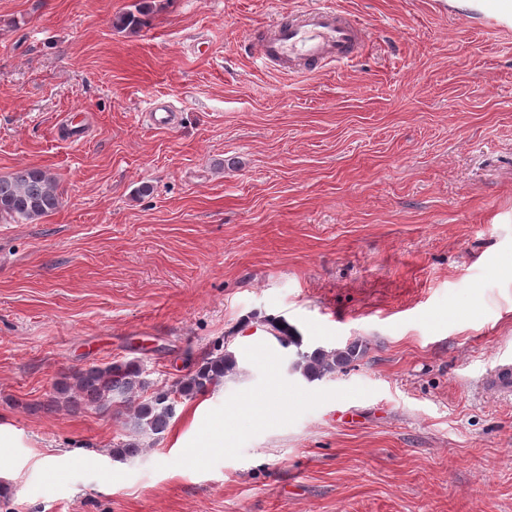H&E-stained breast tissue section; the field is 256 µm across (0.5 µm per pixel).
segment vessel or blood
Listing matches in <instances>:
<instances>
[{"label":"vessel or blood","instance_id":"1","mask_svg":"<svg viewBox=\"0 0 512 512\" xmlns=\"http://www.w3.org/2000/svg\"><path fill=\"white\" fill-rule=\"evenodd\" d=\"M364 26L344 11L324 5L297 10L293 19L272 25L256 47L261 65L286 73H316L329 61H348L361 46ZM488 387L512 396V358L503 360L487 379Z\"/></svg>","mask_w":512,"mask_h":512}]
</instances>
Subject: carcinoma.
Returning <instances> with one entry per match:
<instances>
[{
    "label": "carcinoma",
    "instance_id": "carcinoma-1",
    "mask_svg": "<svg viewBox=\"0 0 512 512\" xmlns=\"http://www.w3.org/2000/svg\"><path fill=\"white\" fill-rule=\"evenodd\" d=\"M61 196L51 174L38 167H23L12 174L0 176V217L14 222H32L56 211ZM269 333L285 348H294L288 370L308 382L319 381L344 371L367 351V344L359 339L341 347L310 348L304 346L303 336L282 319L267 321ZM237 367L234 353L215 349L208 353L195 369L176 380L170 390L179 400H190L216 389ZM149 388L141 366L132 361H115L86 368L59 379L48 400V406L64 404L103 409L110 405L127 410L134 437L112 448L115 458L138 456L145 440L157 439L171 425L178 400L168 397L166 391H154L144 398Z\"/></svg>",
    "mask_w": 512,
    "mask_h": 512
}]
</instances>
